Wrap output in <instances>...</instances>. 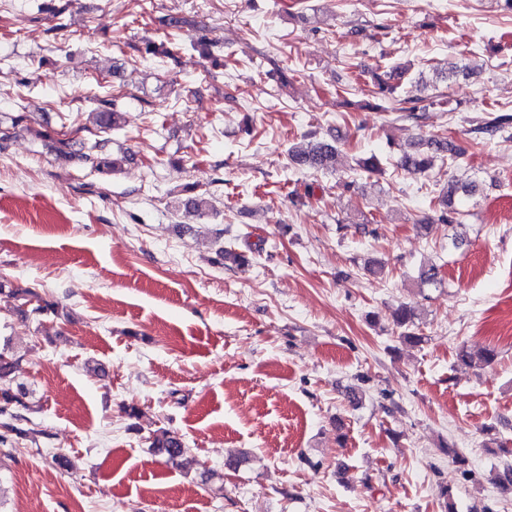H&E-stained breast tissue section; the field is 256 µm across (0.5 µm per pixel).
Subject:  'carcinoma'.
I'll use <instances>...</instances> for the list:
<instances>
[{"instance_id": "1", "label": "carcinoma", "mask_w": 512, "mask_h": 512, "mask_svg": "<svg viewBox=\"0 0 512 512\" xmlns=\"http://www.w3.org/2000/svg\"><path fill=\"white\" fill-rule=\"evenodd\" d=\"M187 24V20L181 18H168L163 20V26L169 28L165 33V40L156 44L152 41L146 42L145 54L159 60L160 63H178V54L181 50L176 41V30ZM377 94L381 99L394 101L396 106L392 110L406 113L410 119H419L420 108L413 99H398L395 96L396 86L389 84L386 79L377 80ZM85 98L97 105L96 112L92 113L93 126L74 123L66 131L57 133L55 142L57 152L64 157H71L74 154L73 147L80 146L79 158L83 164L92 172H102L114 167L115 162L109 158L108 144L110 142L109 132L120 126L121 114L113 111L114 102L112 89L109 86L97 83L86 89ZM512 128V113L504 110L484 124L476 128L478 133H500L508 132ZM464 155L463 150L457 148L453 142L445 137H433L425 142H418L411 149L403 151L396 166L407 171L425 174L434 169L435 162H445L450 159L458 161ZM337 148L324 141L309 142L307 144L296 143L289 147L288 157L296 165L304 166L316 172L330 170L336 163ZM475 190V182L469 179H457L448 183V190L439 199L441 206L440 220L444 224L457 222V204L460 198L472 196ZM17 303V309L35 318L47 312L56 313L58 308L48 303L42 295L33 287L6 288V283L0 281V295ZM416 308L408 305H400L393 313V323L398 328H409L416 325ZM497 352L491 347H486L476 353L462 347L457 354V360L466 366L480 364L489 366L494 363ZM19 362L11 351L6 348L0 349V382H6L11 378ZM25 392H12L9 388H0V416L9 419L19 418L17 408L26 411L32 406L23 401ZM150 447L157 448L166 453L168 460L175 463L186 452L185 445L180 436L166 428H158L149 437Z\"/></svg>"}]
</instances>
